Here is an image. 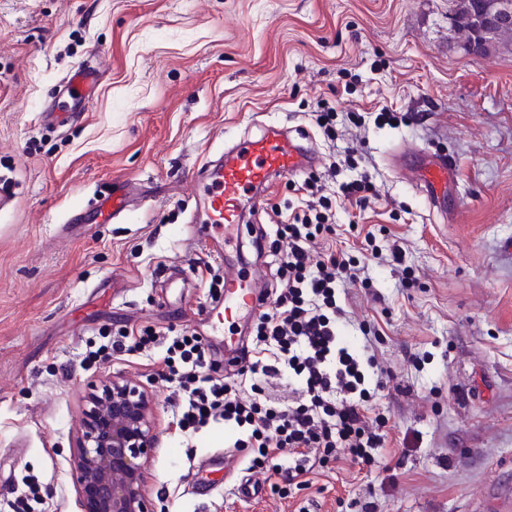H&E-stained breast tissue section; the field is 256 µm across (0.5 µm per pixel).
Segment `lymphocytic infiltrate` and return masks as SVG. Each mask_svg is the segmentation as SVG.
I'll return each instance as SVG.
<instances>
[{"instance_id": "lymphocytic-infiltrate-1", "label": "lymphocytic infiltrate", "mask_w": 512, "mask_h": 512, "mask_svg": "<svg viewBox=\"0 0 512 512\" xmlns=\"http://www.w3.org/2000/svg\"><path fill=\"white\" fill-rule=\"evenodd\" d=\"M336 164L309 174L302 188L308 200L303 215L276 227L288 249L280 262V282L267 311L255 324V354L235 379L212 373L213 361L197 336L168 337L148 332L134 343L143 350L165 346L166 380L177 395L178 426L195 431L209 423L227 422L238 429L235 447H254L251 468L271 470L288 484L301 487L316 468L349 460L364 476L390 471L383 450L388 420L375 403L382 379L369 377L377 368L373 332L363 329V348L344 340L343 311L337 297L346 284L368 285L365 268L336 248V214L326 191L364 205L375 193L369 177L336 183ZM327 248L319 259L310 249L317 239ZM286 370L293 389L287 402L271 399L243 402V386L258 389L266 378Z\"/></svg>"}]
</instances>
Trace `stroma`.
<instances>
[{"label": "stroma", "instance_id": "35a3bbf8", "mask_svg": "<svg viewBox=\"0 0 512 512\" xmlns=\"http://www.w3.org/2000/svg\"><path fill=\"white\" fill-rule=\"evenodd\" d=\"M453 0H0V180L16 197L0 210V485L40 484L41 512H82L72 476L89 381L123 377L154 400L158 446L144 473L157 512H502L512 505V37L486 55L466 48ZM102 78L81 119L44 124L79 63ZM336 114L327 140L315 115ZM365 115L356 126L348 112ZM396 113L385 124L378 113ZM274 125L309 134L323 163L355 153L336 179L371 176L367 206L336 207L338 231L370 285L338 303L342 334L392 376L381 401L394 479H364L342 462L301 488L250 469L231 425L182 431L164 350L88 345L117 331L196 334L216 360L224 341L251 348L236 318L212 328L214 273L241 272L274 289L286 243L273 206L297 201L279 183L249 209L223 262L192 241L204 213L194 168ZM447 155L458 184L433 207L395 170L402 147ZM151 187V203L111 224L64 231L67 214L113 180ZM398 241L405 273L366 259V235ZM186 274L165 290L169 271ZM415 285H400L402 275ZM221 452L223 493H192L196 465ZM255 484V497L234 491Z\"/></svg>", "mask_w": 512, "mask_h": 512}]
</instances>
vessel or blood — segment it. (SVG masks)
Wrapping results in <instances>:
<instances>
[{
  "label": "vessel or blood",
  "instance_id": "1",
  "mask_svg": "<svg viewBox=\"0 0 512 512\" xmlns=\"http://www.w3.org/2000/svg\"><path fill=\"white\" fill-rule=\"evenodd\" d=\"M99 70L81 68L64 81L66 99L60 105L71 117H80L92 97L98 82ZM322 157L308 143H301L292 136L274 128H266L256 137H244L224 155L218 166L202 164L198 167L193 183L205 194L206 221L218 226L232 227L243 220L241 202L250 198L254 205H261L266 193L278 181L315 170ZM406 172L419 174L429 200L437 198L440 179L453 178L454 169L444 158H427L419 153L405 154ZM145 192L140 183L130 180L113 182L107 192L88 201L82 209L71 212V224H108L123 216L132 203L142 199ZM262 306L250 281L229 275L224 279L221 302L210 313L212 327L242 316L259 315Z\"/></svg>",
  "mask_w": 512,
  "mask_h": 512
}]
</instances>
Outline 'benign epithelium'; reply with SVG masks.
I'll return each instance as SVG.
<instances>
[{
  "label": "benign epithelium",
  "instance_id": "benign-epithelium-1",
  "mask_svg": "<svg viewBox=\"0 0 512 512\" xmlns=\"http://www.w3.org/2000/svg\"><path fill=\"white\" fill-rule=\"evenodd\" d=\"M486 28L507 31L512 15L491 12ZM89 408L74 468L83 512H155L144 470L156 436L148 393L120 378L89 385Z\"/></svg>",
  "mask_w": 512,
  "mask_h": 512
}]
</instances>
